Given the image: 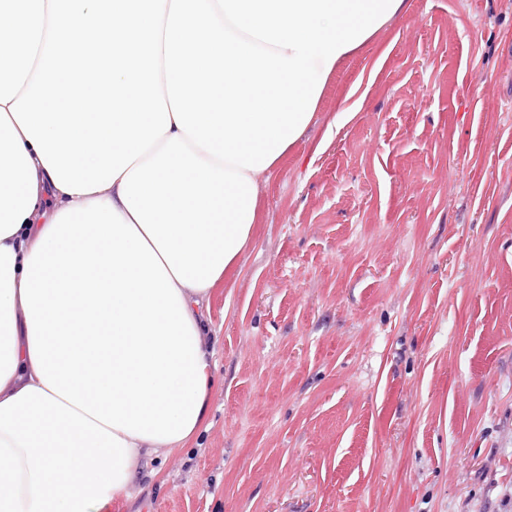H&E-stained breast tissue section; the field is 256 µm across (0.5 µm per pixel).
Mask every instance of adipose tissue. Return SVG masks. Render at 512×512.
<instances>
[{
	"instance_id": "ef3b65f1",
	"label": "adipose tissue",
	"mask_w": 512,
	"mask_h": 512,
	"mask_svg": "<svg viewBox=\"0 0 512 512\" xmlns=\"http://www.w3.org/2000/svg\"><path fill=\"white\" fill-rule=\"evenodd\" d=\"M48 0H0V512H106L206 417L209 289L179 283L120 198L56 187L9 111Z\"/></svg>"
}]
</instances>
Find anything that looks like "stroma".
Here are the masks:
<instances>
[{
	"label": "stroma",
	"instance_id": "1",
	"mask_svg": "<svg viewBox=\"0 0 512 512\" xmlns=\"http://www.w3.org/2000/svg\"><path fill=\"white\" fill-rule=\"evenodd\" d=\"M260 203L206 419L111 512H512V0H406Z\"/></svg>",
	"mask_w": 512,
	"mask_h": 512
}]
</instances>
